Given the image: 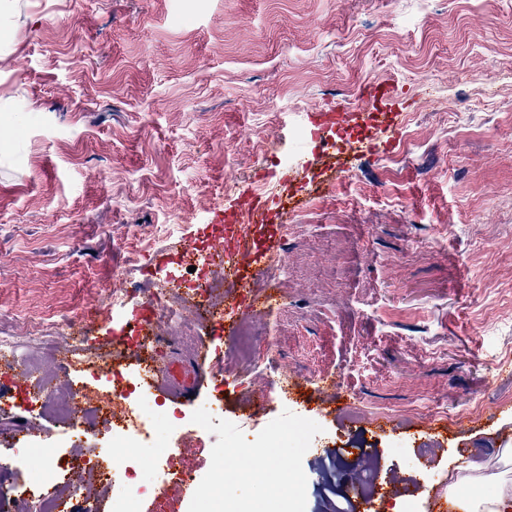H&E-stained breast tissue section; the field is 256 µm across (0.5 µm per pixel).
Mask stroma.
<instances>
[{"mask_svg": "<svg viewBox=\"0 0 512 512\" xmlns=\"http://www.w3.org/2000/svg\"><path fill=\"white\" fill-rule=\"evenodd\" d=\"M376 82L430 105L395 142L344 155L345 177L281 224L287 274L241 357L245 290L200 297L184 280L210 212L307 142L312 105L358 102ZM159 253L172 261L157 270ZM158 277L188 310L220 304L224 322L157 325L159 343H126L116 370L191 362L204 336L224 371L188 399L155 393L166 430L218 409L139 475L171 456L223 477L224 494L173 484L156 512H278L247 461L216 450L292 415L336 437L265 453L276 476L300 473L301 512H333L354 478L385 493L369 512H400L394 485L420 512L436 489L464 512L455 479L470 473L484 496L512 487V0H0V336L64 384L59 400L72 385L75 407L94 406L108 386L75 355L112 354L103 312L117 294L147 301ZM282 370L297 385L287 406ZM0 380V512H39L20 489L65 428L31 413L22 370L0 365ZM423 438L447 484L424 473ZM66 480L72 512H91L99 474L73 464Z\"/></svg>", "mask_w": 512, "mask_h": 512, "instance_id": "35a3bbf8", "label": "stroma"}]
</instances>
